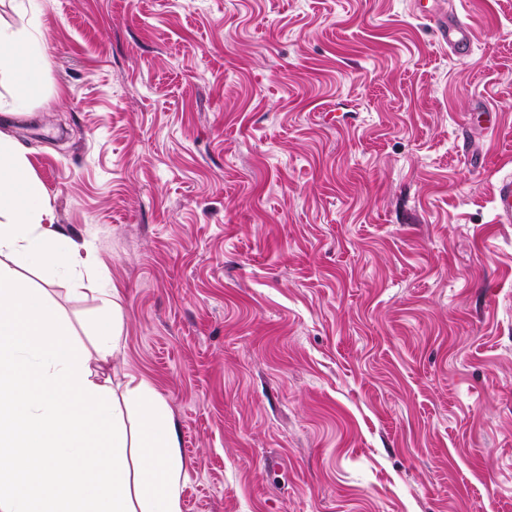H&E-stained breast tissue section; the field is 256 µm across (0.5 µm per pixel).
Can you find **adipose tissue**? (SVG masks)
<instances>
[{
  "mask_svg": "<svg viewBox=\"0 0 512 512\" xmlns=\"http://www.w3.org/2000/svg\"><path fill=\"white\" fill-rule=\"evenodd\" d=\"M42 60L29 33L0 27L15 107L38 92ZM54 221L23 145L0 134V512H181L184 464L165 401L146 380L119 389L97 378L125 344L116 290H98L106 316L90 352L49 305L55 278L84 290L75 271L92 249Z\"/></svg>",
  "mask_w": 512,
  "mask_h": 512,
  "instance_id": "ef3b65f1",
  "label": "adipose tissue"
}]
</instances>
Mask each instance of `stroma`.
I'll return each instance as SVG.
<instances>
[{
    "label": "stroma",
    "mask_w": 512,
    "mask_h": 512,
    "mask_svg": "<svg viewBox=\"0 0 512 512\" xmlns=\"http://www.w3.org/2000/svg\"><path fill=\"white\" fill-rule=\"evenodd\" d=\"M0 0V80L92 240L185 462L182 512H512V0ZM93 348L94 293L52 285ZM438 38L448 44V48L454 53H468L471 49V28L470 25L459 19L457 16L448 14L434 17ZM42 60L39 42L29 33L0 27V73L5 72L20 89L14 100L16 108H21L40 89Z\"/></svg>",
    "instance_id": "1"
}]
</instances>
